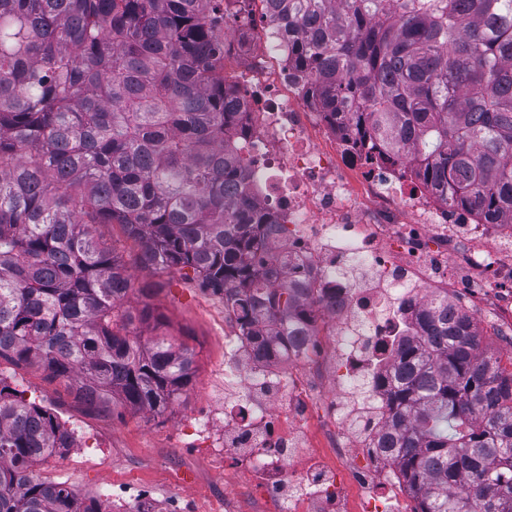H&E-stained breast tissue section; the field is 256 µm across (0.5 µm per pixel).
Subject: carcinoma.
Instances as JSON below:
<instances>
[{
	"mask_svg": "<svg viewBox=\"0 0 512 512\" xmlns=\"http://www.w3.org/2000/svg\"><path fill=\"white\" fill-rule=\"evenodd\" d=\"M331 111L406 148L450 205L512 220V0H265ZM224 0H0V358L92 407L164 412L194 352L158 329L144 269L224 297L256 354L312 314L257 259L263 216L226 137ZM138 292L140 305L127 304ZM397 349L381 447L418 512H512V371L446 302ZM57 416L0 387V512H102L38 462L71 447Z\"/></svg>",
	"mask_w": 512,
	"mask_h": 512,
	"instance_id": "1",
	"label": "carcinoma"
}]
</instances>
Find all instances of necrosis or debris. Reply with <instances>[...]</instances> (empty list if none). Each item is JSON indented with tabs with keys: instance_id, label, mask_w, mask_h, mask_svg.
<instances>
[{
	"instance_id": "obj_1",
	"label": "necrosis or debris",
	"mask_w": 512,
	"mask_h": 512,
	"mask_svg": "<svg viewBox=\"0 0 512 512\" xmlns=\"http://www.w3.org/2000/svg\"><path fill=\"white\" fill-rule=\"evenodd\" d=\"M224 88L239 101L236 137L253 171L260 211L288 254V280L322 298L319 314L289 337L287 357L253 358L239 330L224 333V408L193 419L208 434L223 416L240 435L263 501L290 486L288 512H413L398 460L381 448L389 376L400 340L435 297L467 289L480 319L512 296V222L490 223L427 187L407 151L355 135L350 115L326 111L273 22L225 30ZM331 343L312 356L314 337ZM326 414L311 427L308 407ZM331 461L310 465L316 447Z\"/></svg>"
}]
</instances>
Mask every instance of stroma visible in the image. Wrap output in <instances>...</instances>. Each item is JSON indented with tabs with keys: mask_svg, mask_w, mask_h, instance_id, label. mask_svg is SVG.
I'll return each instance as SVG.
<instances>
[{
	"mask_svg": "<svg viewBox=\"0 0 512 512\" xmlns=\"http://www.w3.org/2000/svg\"><path fill=\"white\" fill-rule=\"evenodd\" d=\"M105 238L121 241L120 252L132 263L135 283L155 289L152 303L162 314L165 332L195 352L196 370L189 387L161 414L117 406L92 409L75 399L64 382L48 379L42 369L0 358V382L27 401L48 409L59 421L77 423L87 437L83 448H69L37 465L42 476L66 483L80 497L98 499L103 512L111 504L108 485L135 483L148 494L153 512H259L236 462L220 449L224 430L214 439L189 434V421L212 397H223L224 300L199 288L176 271L141 269L136 249L119 227H99Z\"/></svg>",
	"mask_w": 512,
	"mask_h": 512,
	"instance_id": "stroma-1",
	"label": "stroma"
}]
</instances>
